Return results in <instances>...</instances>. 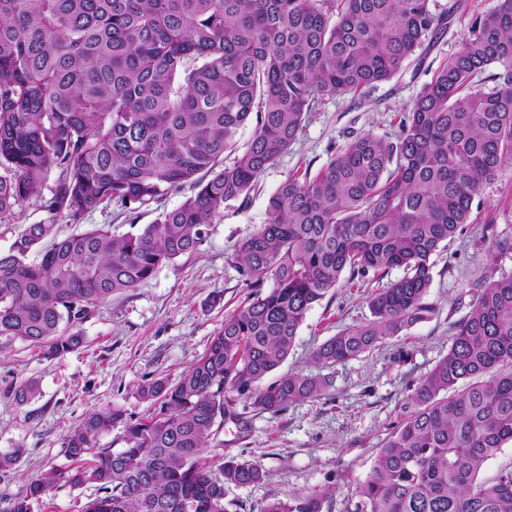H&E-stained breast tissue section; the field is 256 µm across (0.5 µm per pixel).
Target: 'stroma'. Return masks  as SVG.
I'll return each mask as SVG.
<instances>
[{"instance_id":"35a3bbf8","label":"stroma","mask_w":512,"mask_h":512,"mask_svg":"<svg viewBox=\"0 0 512 512\" xmlns=\"http://www.w3.org/2000/svg\"><path fill=\"white\" fill-rule=\"evenodd\" d=\"M442 30L429 34L393 80L326 101L310 113L292 147L260 176L246 201H230L208 229L198 253L160 268L146 286L112 296L76 321L83 343L60 357L45 347L0 337V453L20 450L0 473V497L25 491L55 469L73 470L76 460L66 436L91 412L119 407L127 415L147 414L150 403L137 388L164 377L177 382L205 353L250 290L238 272L239 241L267 220L269 197L290 174L327 164L351 137L371 133L395 141L399 121L434 71L460 47L469 22L497 0H460ZM55 185L47 178L39 195L0 215V251L27 225L50 218L46 208ZM473 222L431 258L432 282L425 297L432 315L406 335L386 336L369 352L325 369L326 391L296 401L279 413H247L244 421L217 420L202 453L234 455L261 465L268 477L256 486L229 488L228 512H260L265 501L314 489L331 492L330 512H354L358 488L367 479L378 448L412 409L421 380L443 358L455 324L468 312L472 285L491 273L512 272V165L483 184L473 200ZM509 241L506 249L493 240ZM401 270L370 272L354 284H340L306 315L282 372L313 371L312 354L326 339L368 316L367 296L400 278ZM34 379L40 394L16 404L11 387Z\"/></svg>"}]
</instances>
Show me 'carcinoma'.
Returning <instances> with one entry per match:
<instances>
[{"label":"carcinoma","mask_w":512,"mask_h":512,"mask_svg":"<svg viewBox=\"0 0 512 512\" xmlns=\"http://www.w3.org/2000/svg\"><path fill=\"white\" fill-rule=\"evenodd\" d=\"M431 2L0 0L1 215L38 194L52 172L47 208L73 224L111 204L134 221L168 193L193 190L120 237L104 225L62 239L52 222L27 225L0 251V336L55 357L78 348L81 336L63 324L199 251L224 204L247 195L317 106L394 78L458 9L454 2L437 14ZM247 124L254 132L241 151ZM507 163L512 0H498L423 85L396 142L356 136L316 173L296 172L272 194L267 222L238 246L247 301L224 316L175 384L158 377L139 387L153 412L87 415L65 447L93 464L49 472L24 494L0 498V512H36L60 482L96 487L81 512H227L229 487L261 484L267 474L224 454L201 461L217 418L238 417V400L277 413L325 391L320 373L259 383L288 358L308 311L346 272L404 275L368 297L371 318L314 351L316 367L354 359L425 319L431 256L471 223L478 188ZM37 247L40 260L28 262ZM38 394L35 380L11 391L19 404ZM412 405L376 452L355 512H512V466L478 479L512 443V273L480 280ZM115 427L124 446L100 447ZM330 497L298 492L260 512H324Z\"/></svg>","instance_id":"cac0c4a2"}]
</instances>
